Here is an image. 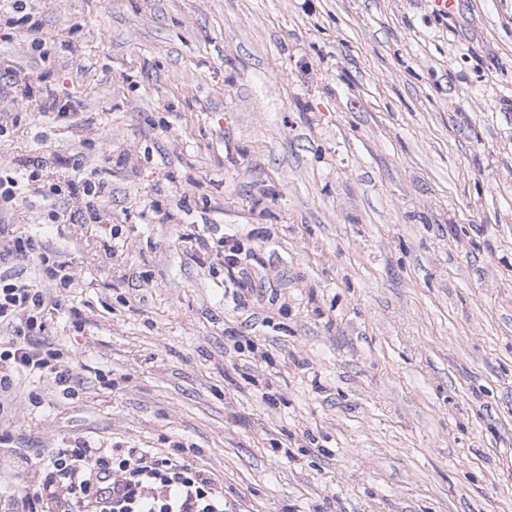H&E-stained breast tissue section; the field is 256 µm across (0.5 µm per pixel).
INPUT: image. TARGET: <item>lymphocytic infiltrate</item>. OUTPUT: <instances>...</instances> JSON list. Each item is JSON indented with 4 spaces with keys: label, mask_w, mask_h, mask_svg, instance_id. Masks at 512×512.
<instances>
[{
    "label": "lymphocytic infiltrate",
    "mask_w": 512,
    "mask_h": 512,
    "mask_svg": "<svg viewBox=\"0 0 512 512\" xmlns=\"http://www.w3.org/2000/svg\"><path fill=\"white\" fill-rule=\"evenodd\" d=\"M36 171L0 175V215H9L26 194L50 198L38 185ZM7 254L28 258L39 273L70 286L76 273H61L59 264L41 252L36 239L11 234L0 225ZM53 301L34 278L0 275V328L10 333L0 348V414L15 411L12 375L45 370L57 386L70 387L73 375L59 349H41L31 336ZM41 481L20 493L21 512H224V494L206 472L141 448H59L42 465Z\"/></svg>",
    "instance_id": "1"
}]
</instances>
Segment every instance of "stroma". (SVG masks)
Here are the masks:
<instances>
[{
  "label": "stroma",
  "instance_id": "obj_1",
  "mask_svg": "<svg viewBox=\"0 0 512 512\" xmlns=\"http://www.w3.org/2000/svg\"><path fill=\"white\" fill-rule=\"evenodd\" d=\"M32 14L0 21L31 74L0 75V169L61 188L7 221L78 275L40 336L75 391L16 375L0 484L83 442L197 465L224 512H512V0ZM200 225L257 254L244 287ZM83 194L86 197H91L86 202L87 209L95 210V205L105 201L107 195L106 183L98 179L95 169L90 170L87 176L83 179Z\"/></svg>",
  "mask_w": 512,
  "mask_h": 512
}]
</instances>
